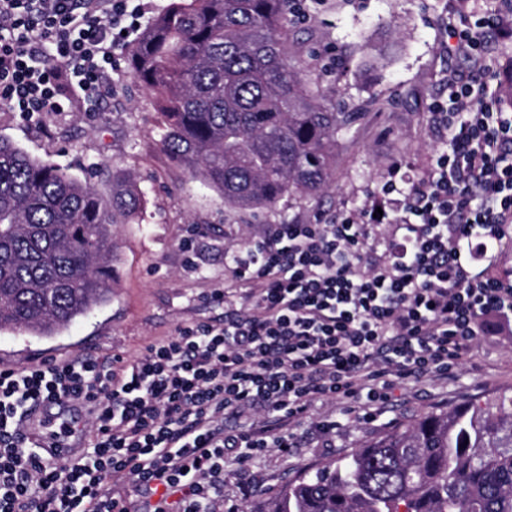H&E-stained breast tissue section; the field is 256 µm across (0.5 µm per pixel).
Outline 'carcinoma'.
Instances as JSON below:
<instances>
[{
  "instance_id": "carcinoma-1",
  "label": "carcinoma",
  "mask_w": 512,
  "mask_h": 512,
  "mask_svg": "<svg viewBox=\"0 0 512 512\" xmlns=\"http://www.w3.org/2000/svg\"><path fill=\"white\" fill-rule=\"evenodd\" d=\"M293 0H172L132 47L160 146L233 209L327 185L356 119L291 65ZM142 207L131 175L112 194L0 137V333L62 334L108 303L114 227ZM265 512H512V390L462 400L288 481Z\"/></svg>"
}]
</instances>
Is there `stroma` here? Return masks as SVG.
<instances>
[{
	"label": "stroma",
	"mask_w": 512,
	"mask_h": 512,
	"mask_svg": "<svg viewBox=\"0 0 512 512\" xmlns=\"http://www.w3.org/2000/svg\"><path fill=\"white\" fill-rule=\"evenodd\" d=\"M448 0H304L288 30L293 60L310 87L338 111L360 118L336 148L325 190L283 197L261 210H236L192 179L159 146L162 118L130 73L127 52L109 73L111 89L89 112H50L31 120L0 104V136L86 179L104 195L112 174H132L144 193L133 223L118 225L112 299L58 338L0 333V355L16 366L92 354L136 357L179 325L220 319L207 294L228 276L224 246H246L270 224H314L363 207L394 163L427 167L444 145L429 106L448 98ZM512 389V338L499 336L466 355L448 377L406 382L377 421H343L331 444L309 433L301 447L269 449L247 466L224 461L218 512H259L288 480L466 396Z\"/></svg>",
	"instance_id": "35a3bbf8"
}]
</instances>
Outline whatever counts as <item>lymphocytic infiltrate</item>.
I'll use <instances>...</instances> for the list:
<instances>
[{
  "mask_svg": "<svg viewBox=\"0 0 512 512\" xmlns=\"http://www.w3.org/2000/svg\"><path fill=\"white\" fill-rule=\"evenodd\" d=\"M145 0H0V103L27 116L71 112L107 90L116 52L138 32ZM512 36L498 0L448 27V100L431 106L445 144L417 175L394 165L368 205L326 224H276L226 249L240 313L178 326L132 359L0 369V512H129L116 482L133 478L143 512H212L224 460L296 448L338 402L364 418L399 384L443 376L488 336L512 329V113L501 105L489 35ZM92 408L82 454L28 446L32 401Z\"/></svg>",
  "mask_w": 512,
  "mask_h": 512,
  "instance_id": "f902f5d3",
  "label": "lymphocytic infiltrate"
}]
</instances>
